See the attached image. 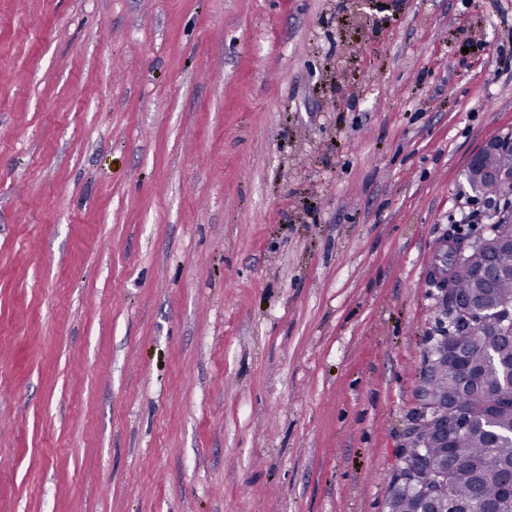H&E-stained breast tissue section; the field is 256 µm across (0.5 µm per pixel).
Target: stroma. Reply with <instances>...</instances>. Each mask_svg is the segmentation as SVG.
<instances>
[{"label": "stroma", "instance_id": "stroma-1", "mask_svg": "<svg viewBox=\"0 0 512 512\" xmlns=\"http://www.w3.org/2000/svg\"><path fill=\"white\" fill-rule=\"evenodd\" d=\"M502 49L512 0H0V512H388Z\"/></svg>", "mask_w": 512, "mask_h": 512}]
</instances>
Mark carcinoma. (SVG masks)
<instances>
[{
  "instance_id": "carcinoma-1",
  "label": "carcinoma",
  "mask_w": 512,
  "mask_h": 512,
  "mask_svg": "<svg viewBox=\"0 0 512 512\" xmlns=\"http://www.w3.org/2000/svg\"><path fill=\"white\" fill-rule=\"evenodd\" d=\"M490 230L495 235H512V214L501 218L490 215ZM482 251L470 248L465 262L455 268L448 280V304L476 288L483 287L476 278L484 265ZM502 272L496 276L489 289L484 291L483 302L487 307L512 306V251L501 256ZM470 340L462 349L469 370L461 374L453 362L441 369L437 376L427 382L435 393L448 399L449 409L466 420L465 428L455 432L451 442L452 454L448 455V495L454 512H475L491 505L509 510V487L512 481L506 465H512V412H501L494 437L489 427L482 423L486 408L484 399L494 393L500 394L504 402L512 400V389L508 387L501 367L490 361V355L499 352L504 360L512 361V344L500 337V327L495 316H486L476 321L469 332ZM420 507V498L401 487L391 486L388 499L390 512H415Z\"/></svg>"
}]
</instances>
